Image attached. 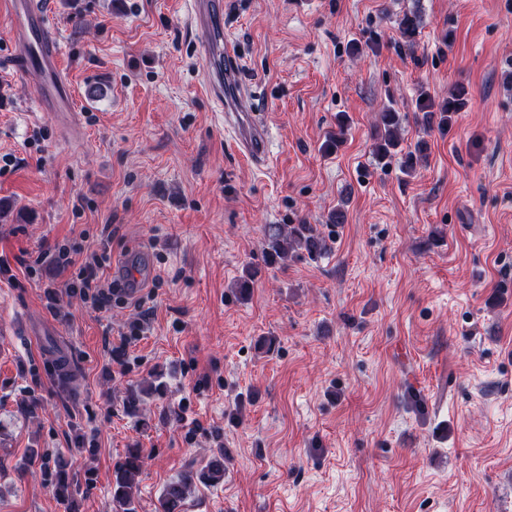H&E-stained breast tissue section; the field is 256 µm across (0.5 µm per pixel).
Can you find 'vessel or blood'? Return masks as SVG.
Returning a JSON list of instances; mask_svg holds the SVG:
<instances>
[{
    "instance_id": "b4317fda",
    "label": "vessel or blood",
    "mask_w": 512,
    "mask_h": 512,
    "mask_svg": "<svg viewBox=\"0 0 512 512\" xmlns=\"http://www.w3.org/2000/svg\"><path fill=\"white\" fill-rule=\"evenodd\" d=\"M196 45L206 64L201 87L224 114V127L232 133L240 157L258 167L269 157L264 125L248 103L244 68L236 43L224 38L222 0H190ZM9 36L22 53L12 67L27 87L37 111L52 113L62 130H74L77 112L73 88L62 65V46L56 20L42 0H0ZM122 294L135 299L145 278L131 262L118 269Z\"/></svg>"
}]
</instances>
